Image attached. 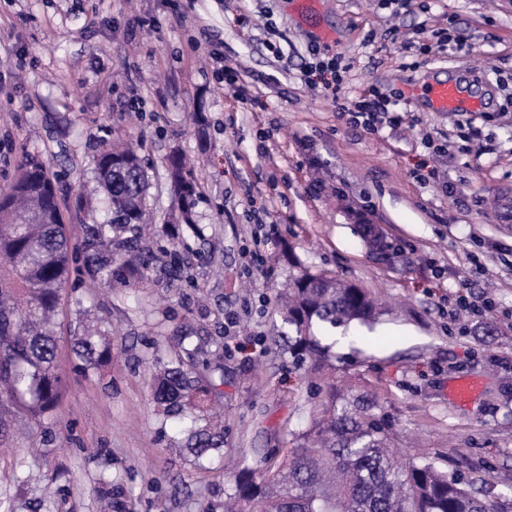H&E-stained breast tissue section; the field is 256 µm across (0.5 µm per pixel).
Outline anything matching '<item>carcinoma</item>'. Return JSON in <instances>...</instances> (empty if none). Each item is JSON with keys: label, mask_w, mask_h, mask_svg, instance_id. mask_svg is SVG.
Listing matches in <instances>:
<instances>
[{"label": "carcinoma", "mask_w": 512, "mask_h": 512, "mask_svg": "<svg viewBox=\"0 0 512 512\" xmlns=\"http://www.w3.org/2000/svg\"><path fill=\"white\" fill-rule=\"evenodd\" d=\"M166 172L179 213L159 233L177 249L202 233L195 222L199 187L177 155L169 157ZM94 179L99 205L80 194L72 202L78 242L62 218L59 178L40 159L22 153L17 178L0 189V401L39 421L53 413L67 388L52 316L76 253L83 251L85 274L103 288L142 287L157 260L141 245L151 176L138 147H101ZM276 308L287 326L275 336L276 345L294 366L315 372L336 369V329L378 314L366 289L307 270L277 295ZM204 335L200 325H177L173 356L153 362L147 377L162 431L176 424L169 447L186 451L195 468L224 456V422L212 417L223 397L224 366ZM71 351L84 371L93 372L112 360V340L85 326ZM262 463L260 469L241 463L224 499L199 512H238V505L243 512H497L495 503L434 462L398 461L376 405L354 397L331 396L291 456L280 458L272 449ZM98 497L104 512H126L112 487H102Z\"/></svg>", "instance_id": "cac0c4a2"}]
</instances>
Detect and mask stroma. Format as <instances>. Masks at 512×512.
Segmentation results:
<instances>
[{"instance_id": "obj_1", "label": "stroma", "mask_w": 512, "mask_h": 512, "mask_svg": "<svg viewBox=\"0 0 512 512\" xmlns=\"http://www.w3.org/2000/svg\"><path fill=\"white\" fill-rule=\"evenodd\" d=\"M441 29L464 47L432 51ZM313 43L349 64L339 91L305 83ZM452 71L493 101L475 125L428 111L415 90ZM372 85L396 96L402 124L371 134L339 118ZM110 132L153 170L154 223L173 205L168 157L191 159L204 236L174 279L169 243L147 235L158 263L144 294L72 274L57 318L60 405L40 426L0 403V491L18 512L35 500L39 512H98L103 481L131 512H198L223 499L240 461L296 445L334 393L374 402L402 461L432 460L512 496V0H410L400 11L320 0L308 18L296 0H0V187L30 152L60 174L69 214L73 194L92 191ZM364 219L391 257L362 239ZM297 261L383 309L339 337L323 377L295 372L271 339L275 295ZM81 307L112 335V362L97 373L79 372L71 352ZM189 314L224 346V459L204 469L161 439L146 383L151 356L169 354L164 332ZM462 378L479 391L458 405L448 388ZM45 426L53 440L35 448Z\"/></svg>"}]
</instances>
